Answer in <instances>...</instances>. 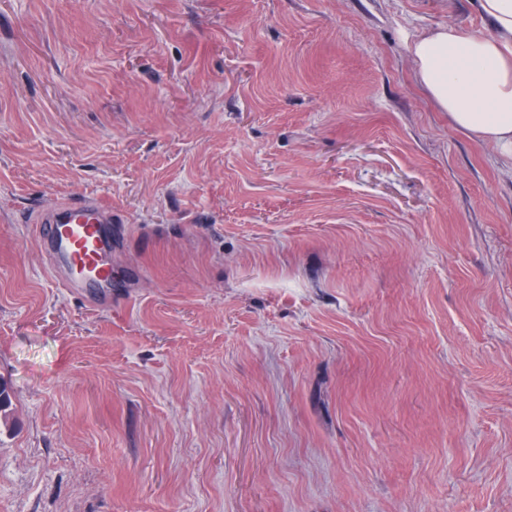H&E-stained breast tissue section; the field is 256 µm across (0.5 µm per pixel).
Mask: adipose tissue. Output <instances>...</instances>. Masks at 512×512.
<instances>
[{
	"instance_id": "obj_1",
	"label": "adipose tissue",
	"mask_w": 512,
	"mask_h": 512,
	"mask_svg": "<svg viewBox=\"0 0 512 512\" xmlns=\"http://www.w3.org/2000/svg\"><path fill=\"white\" fill-rule=\"evenodd\" d=\"M492 34L448 26L412 46L417 77L453 126L512 161V0H479Z\"/></svg>"
}]
</instances>
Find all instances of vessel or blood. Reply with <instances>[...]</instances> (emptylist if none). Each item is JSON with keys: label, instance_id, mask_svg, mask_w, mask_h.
<instances>
[{"label": "vessel or blood", "instance_id": "vessel-or-blood-1", "mask_svg": "<svg viewBox=\"0 0 512 512\" xmlns=\"http://www.w3.org/2000/svg\"><path fill=\"white\" fill-rule=\"evenodd\" d=\"M39 223L49 270L63 288H99L98 304L111 305L112 209L96 199L69 200Z\"/></svg>", "mask_w": 512, "mask_h": 512}]
</instances>
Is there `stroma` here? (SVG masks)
<instances>
[{
    "label": "stroma",
    "instance_id": "stroma-1",
    "mask_svg": "<svg viewBox=\"0 0 512 512\" xmlns=\"http://www.w3.org/2000/svg\"><path fill=\"white\" fill-rule=\"evenodd\" d=\"M478 0H0V512H512V163L412 44ZM112 207L108 309L28 216Z\"/></svg>",
    "mask_w": 512,
    "mask_h": 512
}]
</instances>
